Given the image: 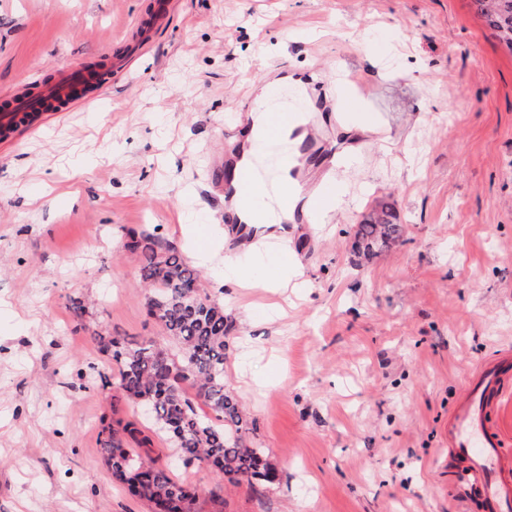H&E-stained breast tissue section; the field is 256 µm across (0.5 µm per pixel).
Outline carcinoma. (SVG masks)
<instances>
[{
	"mask_svg": "<svg viewBox=\"0 0 512 512\" xmlns=\"http://www.w3.org/2000/svg\"><path fill=\"white\" fill-rule=\"evenodd\" d=\"M473 3L499 44L512 54V0ZM404 233L396 202L385 201L357 224L352 248L368 261ZM131 246L139 254L140 279L152 291L147 306L158 312L177 352L169 353L151 339L96 336L101 351L118 367L119 389L175 440L183 466L208 459L226 485L275 483L276 470L262 449L245 443L242 432L248 420L239 400L226 389L224 358L231 324L224 307L200 293V270L170 242L143 230L132 234ZM198 402L210 414L199 412ZM100 423L102 452L116 481L150 502L153 512H193L195 489L143 460L141 449L152 439L137 422L108 423L103 416Z\"/></svg>",
	"mask_w": 512,
	"mask_h": 512,
	"instance_id": "cac0c4a2",
	"label": "carcinoma"
}]
</instances>
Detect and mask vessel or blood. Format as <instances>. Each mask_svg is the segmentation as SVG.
<instances>
[{
	"label": "vessel or blood",
	"instance_id": "vessel-or-blood-1",
	"mask_svg": "<svg viewBox=\"0 0 512 512\" xmlns=\"http://www.w3.org/2000/svg\"><path fill=\"white\" fill-rule=\"evenodd\" d=\"M176 0H154L149 16L132 28L133 41L127 54L112 58V71L119 74L129 67L133 56L149 45L154 32L170 17ZM91 79L82 66L63 71L58 82L43 85L40 94L14 100L15 113H39L52 101L75 97L79 88ZM244 109L265 117L266 133L250 143H229L214 161L210 184L219 193L238 194L249 199L255 186H263L258 210L271 223L282 220L281 200L285 184L281 169L292 162L296 150L281 136L288 127H304L307 102L287 83L269 86L263 98L245 94ZM341 190L338 177L325 182L319 194L318 215L329 218L336 212V196ZM512 379V352L503 351L480 367L469 379L462 397L448 416V467L464 471L473 480L467 497H479L482 512H512V454L503 449L499 432L491 422V412L504 393V383Z\"/></svg>",
	"mask_w": 512,
	"mask_h": 512
}]
</instances>
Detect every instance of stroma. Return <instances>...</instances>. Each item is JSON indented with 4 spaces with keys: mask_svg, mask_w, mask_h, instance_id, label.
<instances>
[{
    "mask_svg": "<svg viewBox=\"0 0 512 512\" xmlns=\"http://www.w3.org/2000/svg\"><path fill=\"white\" fill-rule=\"evenodd\" d=\"M153 0H0V104L80 64L104 73L86 105L0 136V512H152L115 482L100 445L116 375L96 335L174 345L147 316L132 230L185 248L183 225L224 210L208 176L245 87L317 68L310 118L350 157L344 202L292 224L305 288L203 291L233 323L224 379L246 443L278 473L225 486L157 465L197 491L194 512H468L448 469V414L467 379L512 350V54L472 0H177L146 54L111 76ZM357 85L387 131L340 121ZM405 233L372 260L356 224L385 197ZM85 304L75 319L72 299ZM278 303L275 322L250 310Z\"/></svg>",
    "mask_w": 512,
    "mask_h": 512,
    "instance_id": "1",
    "label": "stroma"
}]
</instances>
